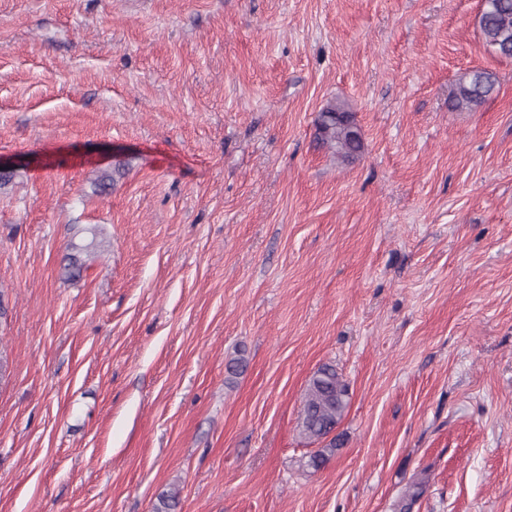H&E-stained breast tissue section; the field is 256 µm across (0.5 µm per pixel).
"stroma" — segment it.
Returning <instances> with one entry per match:
<instances>
[{
	"label": "stroma",
	"mask_w": 512,
	"mask_h": 512,
	"mask_svg": "<svg viewBox=\"0 0 512 512\" xmlns=\"http://www.w3.org/2000/svg\"><path fill=\"white\" fill-rule=\"evenodd\" d=\"M482 7L0 0V512H399L421 479L412 512H512V59ZM471 70L497 90L452 110ZM316 138L323 147L333 150L338 159L350 161L363 149L355 115L344 104L329 103L319 113ZM91 239L84 245L77 247L72 245L74 249L78 250V254H70L68 257V264L65 265V275L68 280H80L82 274L87 270L86 262L81 258V254L85 253L86 256L94 255L98 249L103 247V238H100L99 233L95 229H90ZM349 384L332 364L320 366L306 388L298 422L300 434L310 443L326 441L348 406Z\"/></svg>",
	"instance_id": "1"
}]
</instances>
